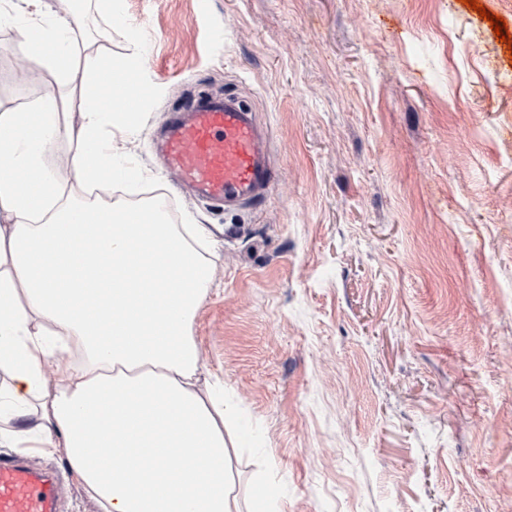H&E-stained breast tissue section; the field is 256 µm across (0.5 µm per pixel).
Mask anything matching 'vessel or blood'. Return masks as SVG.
I'll list each match as a JSON object with an SVG mask.
<instances>
[{"mask_svg": "<svg viewBox=\"0 0 512 512\" xmlns=\"http://www.w3.org/2000/svg\"><path fill=\"white\" fill-rule=\"evenodd\" d=\"M160 158L177 186L227 208L252 206L269 193L274 172L267 135L255 112L234 97H199L172 113ZM0 512H60L55 471L0 455Z\"/></svg>", "mask_w": 512, "mask_h": 512, "instance_id": "obj_1", "label": "vessel or blood"}]
</instances>
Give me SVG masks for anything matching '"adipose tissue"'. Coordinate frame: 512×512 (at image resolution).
<instances>
[{"label":"adipose tissue","mask_w":512,"mask_h":512,"mask_svg":"<svg viewBox=\"0 0 512 512\" xmlns=\"http://www.w3.org/2000/svg\"><path fill=\"white\" fill-rule=\"evenodd\" d=\"M82 26L76 10L35 11L22 30L58 75L89 59L80 122H62L53 91L0 109V446L33 437L64 452L102 512H238L224 434L236 409L222 381L202 380L189 332L213 280L205 227L168 223L156 203L135 224L133 207L65 195L136 176L116 141L138 131L128 62L77 45ZM63 139L76 148L58 175L44 159Z\"/></svg>","instance_id":"obj_1"}]
</instances>
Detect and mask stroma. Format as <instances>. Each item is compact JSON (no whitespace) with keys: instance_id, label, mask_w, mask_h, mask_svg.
Returning <instances> with one entry per match:
<instances>
[{"instance_id":"obj_1","label":"stroma","mask_w":512,"mask_h":512,"mask_svg":"<svg viewBox=\"0 0 512 512\" xmlns=\"http://www.w3.org/2000/svg\"><path fill=\"white\" fill-rule=\"evenodd\" d=\"M84 34L149 87L100 200L202 224L190 324L254 448L242 494L279 512H512V48L462 0H122ZM24 17L0 26V104L40 98ZM33 77H16L19 63ZM232 93L266 123L255 207L177 193L155 137Z\"/></svg>"}]
</instances>
